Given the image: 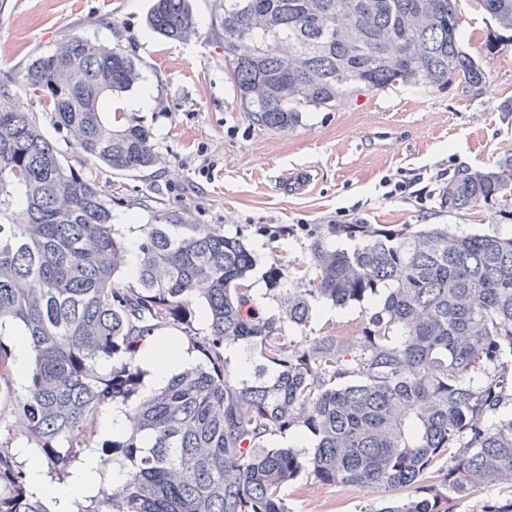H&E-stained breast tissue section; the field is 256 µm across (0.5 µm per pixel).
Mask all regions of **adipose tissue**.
<instances>
[{
	"label": "adipose tissue",
	"mask_w": 512,
	"mask_h": 512,
	"mask_svg": "<svg viewBox=\"0 0 512 512\" xmlns=\"http://www.w3.org/2000/svg\"><path fill=\"white\" fill-rule=\"evenodd\" d=\"M190 362L191 356L186 351L171 354L165 346H157L141 359V367L147 374V390H154L164 384L174 367ZM29 473L33 490L44 495L51 512H74L77 504L85 502L96 495L102 485L121 476L118 469L102 468L97 454L92 452L86 454L67 482H51L38 466L31 467Z\"/></svg>",
	"instance_id": "adipose-tissue-1"
}]
</instances>
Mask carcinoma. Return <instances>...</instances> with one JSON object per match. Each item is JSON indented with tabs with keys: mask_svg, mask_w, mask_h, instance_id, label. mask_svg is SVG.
<instances>
[{
	"mask_svg": "<svg viewBox=\"0 0 512 512\" xmlns=\"http://www.w3.org/2000/svg\"><path fill=\"white\" fill-rule=\"evenodd\" d=\"M459 0H212L210 37L244 111L290 131L308 108L332 109L395 85L483 93L487 76L462 46ZM512 33V0H478ZM147 28L188 42L191 0H153ZM120 45L73 33L27 64L25 93L44 100L84 157L115 175L160 169L150 129L112 98L138 87ZM512 156L464 169L439 207L506 212ZM133 280L112 201L43 136L40 121L0 85V512H50L12 449L16 435L52 479L89 451L126 467L74 512H292L286 490L302 473L377 495L364 512H448L486 486L512 487V236L462 234L446 224H319L313 278L281 288L265 271L278 312L241 313L256 265L245 237L183 213L153 210ZM336 237L350 249L327 245ZM379 299L362 340L332 326L303 345L313 306ZM207 309L194 326L193 304ZM176 330L203 361L139 394L138 352ZM19 336L32 362L25 391L2 337ZM244 349L255 372L229 367ZM111 368L97 373L98 364ZM125 407L133 432L98 443L89 423ZM297 431L300 454L278 437Z\"/></svg>",
	"mask_w": 512,
	"mask_h": 512,
	"instance_id": "carcinoma-1",
	"label": "carcinoma"
}]
</instances>
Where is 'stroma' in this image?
<instances>
[{"instance_id": "1", "label": "stroma", "mask_w": 512, "mask_h": 512, "mask_svg": "<svg viewBox=\"0 0 512 512\" xmlns=\"http://www.w3.org/2000/svg\"><path fill=\"white\" fill-rule=\"evenodd\" d=\"M152 0H0V42L13 46L0 58V81H9L41 132L73 167L96 181L112 201L113 222L125 239L150 223L147 200L189 214L227 235L249 239L256 268L244 315L267 316L276 308L265 271L301 267L312 275L306 226L350 217L366 224H453L464 233L512 236V217L482 207L459 213L438 206L444 178L458 169L494 166L512 155V38L486 51L493 21L477 0H459L465 49L487 74L483 95L458 85L444 90L407 85L367 92L328 110L303 113L295 130L255 124L243 111L224 70V49L209 38L211 0H193L200 25L196 38L175 42L147 34ZM120 44L136 59L139 87L113 99L149 127L161 169L116 176L86 161L53 123L43 102L22 94L23 70L33 56L53 52L72 33ZM401 174L421 177L425 200L389 198L383 181ZM284 227L288 235L270 248L255 227ZM377 302L330 314L313 312L305 333L321 335L332 323L338 334L359 337ZM293 512L311 499L325 512H363L370 493L300 478L289 490Z\"/></svg>"}]
</instances>
